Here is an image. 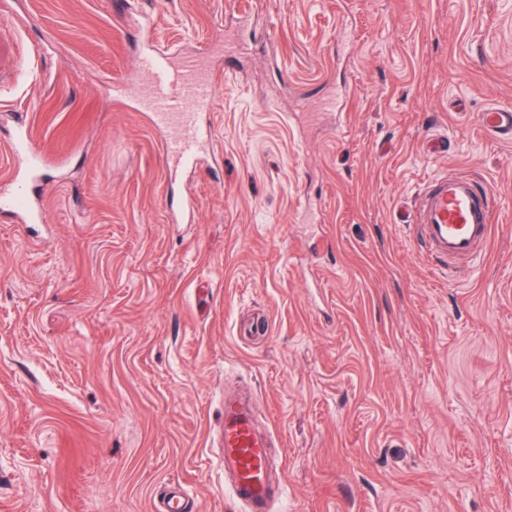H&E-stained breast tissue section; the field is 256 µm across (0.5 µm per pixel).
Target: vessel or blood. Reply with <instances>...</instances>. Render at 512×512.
Wrapping results in <instances>:
<instances>
[{
    "mask_svg": "<svg viewBox=\"0 0 512 512\" xmlns=\"http://www.w3.org/2000/svg\"><path fill=\"white\" fill-rule=\"evenodd\" d=\"M206 60L202 53L176 62L162 54L148 53L139 61L146 80L137 94L155 124L171 130L166 156L178 167L193 164L210 140L209 131L198 120L199 111L208 109L215 95ZM479 122L486 133L512 140V107H487L480 112ZM11 151V190L0 195V210L15 213L24 224L41 223L42 210L31 188L45 165V157L24 129L15 134ZM494 203L492 193L474 177L442 176L418 193L411 222L430 257L452 265L476 257L480 241L488 236ZM270 446L269 437L257 431L253 408L240 399L225 397L224 470L232 475L234 496L248 512H266L272 496L267 478Z\"/></svg>",
    "mask_w": 512,
    "mask_h": 512,
    "instance_id": "1",
    "label": "vessel or blood"
}]
</instances>
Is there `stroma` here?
<instances>
[{
	"label": "stroma",
	"instance_id": "stroma-1",
	"mask_svg": "<svg viewBox=\"0 0 512 512\" xmlns=\"http://www.w3.org/2000/svg\"><path fill=\"white\" fill-rule=\"evenodd\" d=\"M20 9L0 177L16 114L48 162L43 223L0 214V512H151L177 484L246 512L221 448L243 388L283 465L268 512H512V143L478 124L512 105V0ZM148 50L213 53L193 167L136 96ZM448 173L496 199L452 277L401 221Z\"/></svg>",
	"mask_w": 512,
	"mask_h": 512
}]
</instances>
